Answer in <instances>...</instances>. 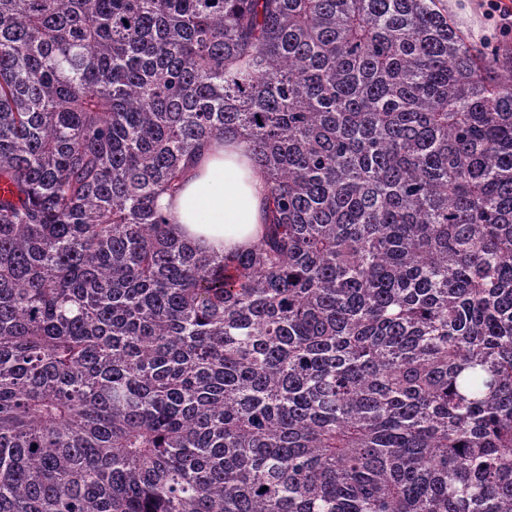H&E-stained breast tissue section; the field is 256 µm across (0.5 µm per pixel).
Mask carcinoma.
I'll list each match as a JSON object with an SVG mask.
<instances>
[{"label": "carcinoma", "mask_w": 512, "mask_h": 512, "mask_svg": "<svg viewBox=\"0 0 512 512\" xmlns=\"http://www.w3.org/2000/svg\"><path fill=\"white\" fill-rule=\"evenodd\" d=\"M0 182V512H512V47L441 0H0ZM267 185L246 143L214 140L173 199L161 203L179 231L219 256L250 248L263 223Z\"/></svg>", "instance_id": "1"}]
</instances>
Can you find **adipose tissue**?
Instances as JSON below:
<instances>
[{
	"instance_id": "ef3b65f1",
	"label": "adipose tissue",
	"mask_w": 512,
	"mask_h": 512,
	"mask_svg": "<svg viewBox=\"0 0 512 512\" xmlns=\"http://www.w3.org/2000/svg\"><path fill=\"white\" fill-rule=\"evenodd\" d=\"M266 190L246 143L215 140L179 194L161 203L193 244L221 256L253 245Z\"/></svg>"
}]
</instances>
